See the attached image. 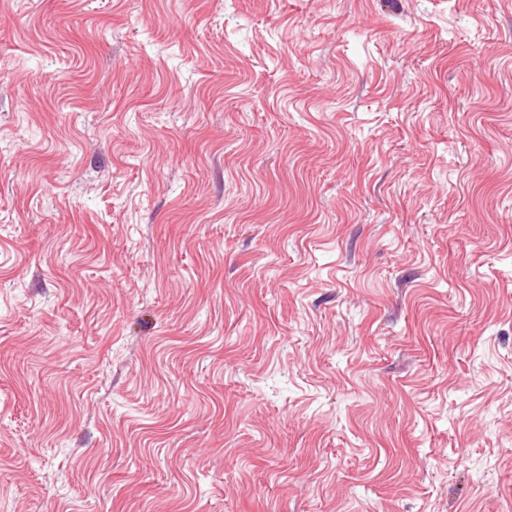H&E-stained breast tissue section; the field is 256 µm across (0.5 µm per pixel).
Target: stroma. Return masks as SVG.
<instances>
[{"mask_svg": "<svg viewBox=\"0 0 512 512\" xmlns=\"http://www.w3.org/2000/svg\"><path fill=\"white\" fill-rule=\"evenodd\" d=\"M0 512H512V0H0Z\"/></svg>", "mask_w": 512, "mask_h": 512, "instance_id": "1", "label": "stroma"}]
</instances>
